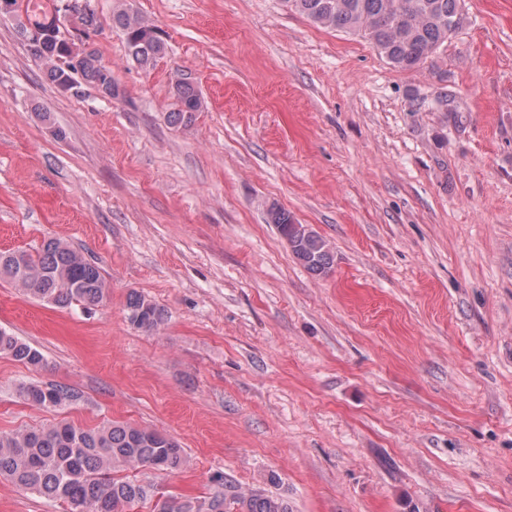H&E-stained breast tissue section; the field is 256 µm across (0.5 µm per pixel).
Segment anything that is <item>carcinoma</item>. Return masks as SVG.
<instances>
[{
  "label": "carcinoma",
  "instance_id": "carcinoma-1",
  "mask_svg": "<svg viewBox=\"0 0 512 512\" xmlns=\"http://www.w3.org/2000/svg\"><path fill=\"white\" fill-rule=\"evenodd\" d=\"M288 8L316 25L359 35L370 41L395 68L410 70L437 55L456 36L465 21L462 0H284ZM68 9L92 30L95 13L72 0ZM60 9L26 12L18 22L30 57L55 86L68 71L81 84L95 89H119L111 69L94 51L77 45L41 43L29 38V26L53 22ZM112 26L124 39L128 55L141 68L152 67L165 54L160 31L128 9L112 17ZM174 108L166 114L174 127L192 125L203 101L199 91L183 78L172 82ZM297 261L309 272L327 274L333 266L332 249L312 228L296 222L276 204L266 212ZM0 277L9 279L26 294L56 307L74 302L96 305L107 297L108 287L99 268L77 250L48 240L34 251H1ZM128 321L152 332L164 321L163 310L142 293L132 291L126 300ZM0 354L38 369L39 350L0 330ZM23 397L40 406H65L75 392L63 385L31 383ZM186 466L180 445L156 431L112 423L81 428L57 423L41 428L0 433V477L18 489L63 502L68 512H135L150 503L151 512H290L288 500L261 490L241 491L224 484V491L210 497L156 496V488L121 472L144 469L175 472Z\"/></svg>",
  "mask_w": 512,
  "mask_h": 512
}]
</instances>
